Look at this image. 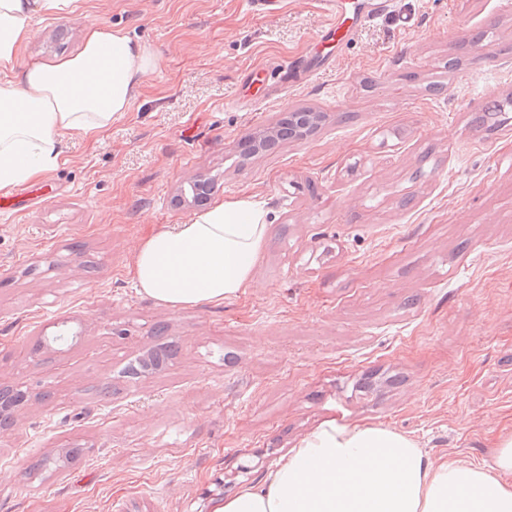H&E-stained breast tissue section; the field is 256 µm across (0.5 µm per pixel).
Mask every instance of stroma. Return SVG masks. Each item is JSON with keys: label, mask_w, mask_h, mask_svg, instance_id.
I'll list each match as a JSON object with an SVG mask.
<instances>
[{"label": "stroma", "mask_w": 512, "mask_h": 512, "mask_svg": "<svg viewBox=\"0 0 512 512\" xmlns=\"http://www.w3.org/2000/svg\"><path fill=\"white\" fill-rule=\"evenodd\" d=\"M87 15L157 67L0 213V381L52 392L0 430V512H214L327 422L490 460L512 432V108L476 118L512 94V0H396L330 53L318 0L265 16L244 0H77L35 17L20 62L76 54ZM300 55L326 74L282 87L276 68ZM296 107L329 120L233 165L241 138ZM200 176L212 201L252 196L270 222L252 287L173 309L130 265L195 215L173 199ZM169 341L176 358L125 376Z\"/></svg>", "instance_id": "35a3bbf8"}]
</instances>
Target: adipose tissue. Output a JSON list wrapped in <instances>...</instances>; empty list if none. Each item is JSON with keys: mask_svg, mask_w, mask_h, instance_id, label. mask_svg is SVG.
Masks as SVG:
<instances>
[{"mask_svg": "<svg viewBox=\"0 0 512 512\" xmlns=\"http://www.w3.org/2000/svg\"><path fill=\"white\" fill-rule=\"evenodd\" d=\"M71 2L0 0V192L56 169L66 133L111 128L156 66L144 44L92 18L77 54L18 64L34 16L65 13ZM267 216L238 198L155 231L133 255L139 292L173 309L238 296L251 285ZM216 512H512V434L500 437L491 464L434 462L391 429L328 422Z\"/></svg>", "mask_w": 512, "mask_h": 512, "instance_id": "adipose-tissue-1", "label": "adipose tissue"}]
</instances>
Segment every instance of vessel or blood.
I'll return each mask as SVG.
<instances>
[{"label":"vessel or blood","mask_w":512,"mask_h":512,"mask_svg":"<svg viewBox=\"0 0 512 512\" xmlns=\"http://www.w3.org/2000/svg\"><path fill=\"white\" fill-rule=\"evenodd\" d=\"M325 22L319 37L325 44H340L352 34L355 26L387 13L393 0H320ZM319 72L311 57L301 56L288 62L283 74L289 81L308 80Z\"/></svg>","instance_id":"1"}]
</instances>
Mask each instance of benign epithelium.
I'll use <instances>...</instances> for the list:
<instances>
[{
    "mask_svg": "<svg viewBox=\"0 0 512 512\" xmlns=\"http://www.w3.org/2000/svg\"><path fill=\"white\" fill-rule=\"evenodd\" d=\"M328 114L308 108L292 109L275 118L264 130L241 140L235 150V163L243 164L257 156L275 150L284 143H301L319 130ZM212 190V179L197 178L180 186L174 205L182 207L205 201ZM32 396L31 389L20 383L0 387V429L6 430L14 423V411Z\"/></svg>",
    "mask_w": 512,
    "mask_h": 512,
    "instance_id": "benign-epithelium-1",
    "label": "benign epithelium"
}]
</instances>
